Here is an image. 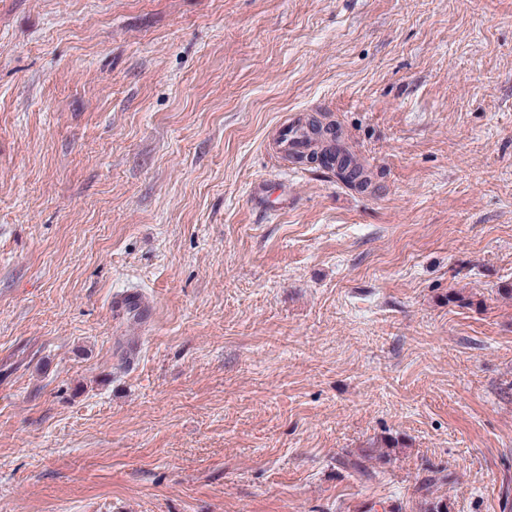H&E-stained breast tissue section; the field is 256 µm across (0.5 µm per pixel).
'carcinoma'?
<instances>
[{
	"label": "carcinoma",
	"instance_id": "carcinoma-1",
	"mask_svg": "<svg viewBox=\"0 0 512 512\" xmlns=\"http://www.w3.org/2000/svg\"><path fill=\"white\" fill-rule=\"evenodd\" d=\"M305 125L320 142L321 150L300 155L296 162L307 165L317 161L323 167L335 171L348 186L360 192L367 191L372 185V175L351 152L341 146V136L336 125L324 124L315 118L306 120Z\"/></svg>",
	"mask_w": 512,
	"mask_h": 512
}]
</instances>
